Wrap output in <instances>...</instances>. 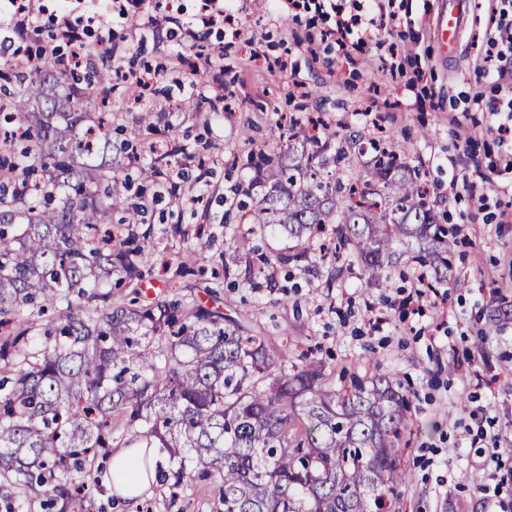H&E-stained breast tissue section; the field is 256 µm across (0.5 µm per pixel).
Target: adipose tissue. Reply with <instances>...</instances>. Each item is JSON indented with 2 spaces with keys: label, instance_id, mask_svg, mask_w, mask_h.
I'll list each match as a JSON object with an SVG mask.
<instances>
[{
  "label": "adipose tissue",
  "instance_id": "adipose-tissue-1",
  "mask_svg": "<svg viewBox=\"0 0 512 512\" xmlns=\"http://www.w3.org/2000/svg\"><path fill=\"white\" fill-rule=\"evenodd\" d=\"M159 460L154 448H110L104 458L102 480L118 501L140 500L161 479Z\"/></svg>",
  "mask_w": 512,
  "mask_h": 512
}]
</instances>
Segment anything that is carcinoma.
<instances>
[{
  "instance_id": "carcinoma-1",
  "label": "carcinoma",
  "mask_w": 512,
  "mask_h": 512,
  "mask_svg": "<svg viewBox=\"0 0 512 512\" xmlns=\"http://www.w3.org/2000/svg\"><path fill=\"white\" fill-rule=\"evenodd\" d=\"M47 61L13 70L17 91L0 112L26 120V136L0 142V476L45 488L46 507L68 512L71 469L117 443L168 454L172 497L219 477L215 512H396L410 480L401 466L410 402L392 374L355 377L346 391L321 366L291 363L203 306L112 303L108 284L141 276L149 202H130L104 154L103 122L83 93L63 94ZM301 152L286 168L263 157L243 190L262 196L252 223L298 242L332 225L337 260L355 258L368 283H388L409 256L448 278L454 241L407 158L383 150L364 188L329 170L357 144ZM123 212L126 234L112 224ZM86 305L40 324L55 301ZM52 338L42 348L30 332ZM122 431V438L112 440Z\"/></svg>"
}]
</instances>
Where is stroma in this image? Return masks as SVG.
<instances>
[{
    "mask_svg": "<svg viewBox=\"0 0 512 512\" xmlns=\"http://www.w3.org/2000/svg\"><path fill=\"white\" fill-rule=\"evenodd\" d=\"M448 0H396L399 24L375 29L359 49L327 39L336 26V0H300L296 16L272 0H224L234 27H203L199 0H144L147 23L132 26L112 0V45L124 71L164 59L167 68L142 103L112 97L113 141L146 146L167 139L189 148L171 158L170 178L181 194L195 192L198 163L209 174L205 200L183 210L176 199L155 205L139 232L149 233L140 280L112 287L116 302L200 304L224 312L268 348L322 362L340 388L355 375L392 373L410 388L412 434L403 462L412 479L399 512H512V154L492 110L503 90L482 78L488 33L499 0H465L452 48L437 34ZM194 22L196 41L178 21ZM223 49L220 84L193 76L189 61ZM285 59L286 69L273 68ZM320 115L343 137L382 129L383 145L406 150L427 184L429 199L447 212L459 234L448 281L425 316L407 314L402 301L417 272L401 263L389 287L361 279L347 262L336 279L308 260L276 263L292 242L249 233L240 218L225 220L226 198L255 176L251 157L284 153L272 133L290 118ZM456 168L462 186L449 188ZM493 182H485V174ZM203 257L184 263L199 239ZM216 480L196 482L172 499L167 485L130 504L128 512H211Z\"/></svg>",
    "mask_w": 512,
    "mask_h": 512,
    "instance_id": "obj_1",
    "label": "stroma"
}]
</instances>
